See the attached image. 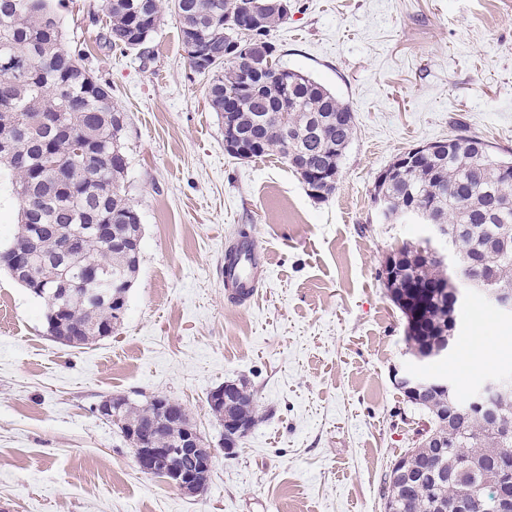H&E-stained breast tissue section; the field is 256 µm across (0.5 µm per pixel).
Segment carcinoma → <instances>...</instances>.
<instances>
[{
    "instance_id": "cac0c4a2",
    "label": "carcinoma",
    "mask_w": 512,
    "mask_h": 512,
    "mask_svg": "<svg viewBox=\"0 0 512 512\" xmlns=\"http://www.w3.org/2000/svg\"><path fill=\"white\" fill-rule=\"evenodd\" d=\"M288 0H174L182 48L203 45L204 63L190 62L207 77L210 106L225 118L228 136L245 149L238 159L278 154L314 199L336 188L346 150L355 134L354 113L346 102L315 79L279 64L272 32L288 15ZM108 18L100 35L109 46L139 50L161 19L160 0H101ZM0 139L11 157L0 155L20 202L17 236L8 257H34L29 270H8L26 288L29 278L55 279L66 271L68 288L46 295V325L54 341L81 348L111 336L113 312L126 308V286L139 269L140 253L112 241H141L136 209L125 195L128 158L120 138L127 115L112 101V87L94 75L81 50L68 44L55 0H0ZM450 150L421 156L374 192L392 200L393 220L412 204L458 233L453 280L428 246L406 244L394 252L395 278L385 279L391 301L405 320L407 350L436 344L452 331L471 285L468 268L482 267L486 279L512 289V157L494 153L482 140L455 134ZM101 262V277L86 278L88 264ZM161 396L127 402L122 423L155 426V446L175 448L187 414L176 418L158 406ZM468 399L431 391L413 402L426 418L423 435L395 456L416 471L421 485L402 486L385 475L382 496L395 512H438L460 497L469 512H503L497 474L512 470V434L493 433L477 415L451 416ZM228 413L246 430L258 421L253 393L240 385Z\"/></svg>"
}]
</instances>
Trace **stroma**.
<instances>
[{
    "label": "stroma",
    "instance_id": "35a3bbf8",
    "mask_svg": "<svg viewBox=\"0 0 512 512\" xmlns=\"http://www.w3.org/2000/svg\"><path fill=\"white\" fill-rule=\"evenodd\" d=\"M97 2L62 0L60 25L127 114L140 269L121 326L81 349L47 336L43 300L0 270V512H382L384 476L418 419L394 371L448 377L463 396L512 373V319L476 296L447 362L411 359L380 271L431 230L382 223L373 203L378 175L412 147L462 132L512 153V0H291L273 33L282 64L355 115L323 201L281 157L225 152L173 0L142 51L103 43ZM242 229L271 276L237 303L224 256ZM227 380L247 385L262 416L231 454L207 402ZM157 393L213 450L199 495L142 473L96 412L110 395Z\"/></svg>",
    "mask_w": 512,
    "mask_h": 512
}]
</instances>
